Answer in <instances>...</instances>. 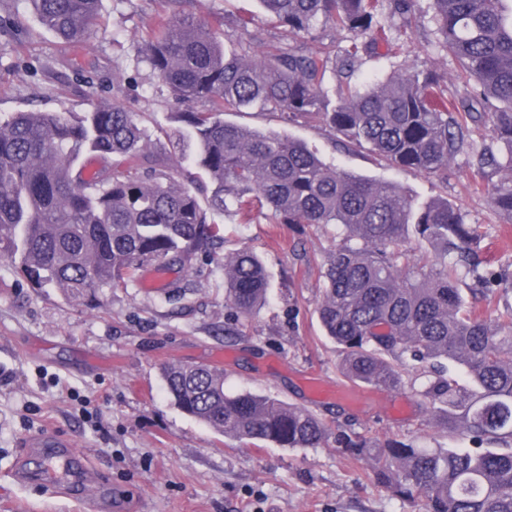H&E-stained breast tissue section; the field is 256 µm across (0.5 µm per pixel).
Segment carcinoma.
Returning <instances> with one entry per match:
<instances>
[{
	"instance_id": "1",
	"label": "carcinoma",
	"mask_w": 512,
	"mask_h": 512,
	"mask_svg": "<svg viewBox=\"0 0 512 512\" xmlns=\"http://www.w3.org/2000/svg\"><path fill=\"white\" fill-rule=\"evenodd\" d=\"M99 2L30 0L40 23L68 44L93 35ZM258 2L296 36L288 47L246 57L224 46L223 31L176 12L160 15L145 40V60L181 106L168 113L164 135L192 148L185 173L140 115L117 104L0 118V260L32 287L88 305L105 288L135 284L148 265H186L220 238L216 217L226 213L334 224L317 314L341 353V377L398 391L421 365L430 376L418 395L431 420L476 447L334 433L305 407L225 391L224 369L210 365L165 366L171 404L244 443L318 448L333 435L391 496L423 498L424 512H512V307L487 320L459 288L490 282L469 259L481 227L451 201L418 204L396 185L332 168L299 139L224 120L252 107L318 120L347 145L441 183L464 141L488 125L503 151L482 145L477 174L485 177L487 166L500 174L489 205L512 216V14L505 0H432L436 46L462 66V99L426 68L364 88L346 80L333 102L328 73L350 76L369 45L394 51L383 0ZM327 28L347 32L350 45H306ZM195 102L208 111L185 108ZM87 155L102 162L90 179L79 167ZM412 243L432 255L410 259ZM270 287L255 252L224 257V298L237 317L264 306Z\"/></svg>"
}]
</instances>
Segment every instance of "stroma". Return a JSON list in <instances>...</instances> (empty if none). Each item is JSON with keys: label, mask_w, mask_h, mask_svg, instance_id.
Masks as SVG:
<instances>
[{"label": "stroma", "mask_w": 512, "mask_h": 512, "mask_svg": "<svg viewBox=\"0 0 512 512\" xmlns=\"http://www.w3.org/2000/svg\"><path fill=\"white\" fill-rule=\"evenodd\" d=\"M168 8L222 29L225 44L249 56L292 40L257 0H100L102 26L88 44L69 45L39 24L27 0H0V115L89 112L117 102L164 121L176 106L142 58L141 41ZM406 17H393L399 53L361 54L352 83L428 67L456 93L457 61L434 47L430 28L407 29ZM244 20L246 36L239 29ZM226 119L304 140L337 170L396 184L421 199H448L468 223L486 225L483 266L512 277V219L473 191L470 151L458 154L443 184L348 147L317 122L255 110ZM222 234L211 253L192 257L190 272L171 268L163 288H116L95 307L67 302L55 288L31 287L0 262V512H79L75 499L47 482L15 478L18 469H40L39 454L25 442L47 430L94 463L97 479L87 492L105 491L119 512H423L422 500L392 498L335 441L295 449L244 445L171 405L162 366L219 365L226 390L278 396L335 430L425 447L470 445L428 424L421 397L408 388L360 406L310 396V372L341 379L340 353L316 312L334 225L278 224L258 213L249 224L224 217ZM241 247L263 258L272 288L267 303L238 326L224 301L222 257Z\"/></svg>", "instance_id": "1"}]
</instances>
